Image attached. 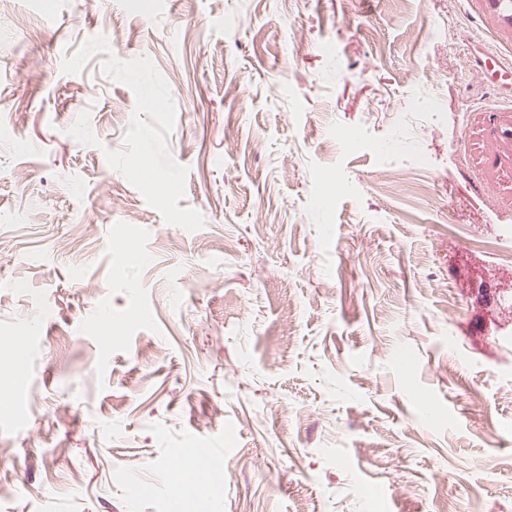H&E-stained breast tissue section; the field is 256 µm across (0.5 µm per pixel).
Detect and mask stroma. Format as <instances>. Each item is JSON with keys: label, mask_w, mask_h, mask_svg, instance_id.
<instances>
[{"label": "stroma", "mask_w": 512, "mask_h": 512, "mask_svg": "<svg viewBox=\"0 0 512 512\" xmlns=\"http://www.w3.org/2000/svg\"><path fill=\"white\" fill-rule=\"evenodd\" d=\"M508 65L482 0H0V512H512Z\"/></svg>", "instance_id": "1"}]
</instances>
